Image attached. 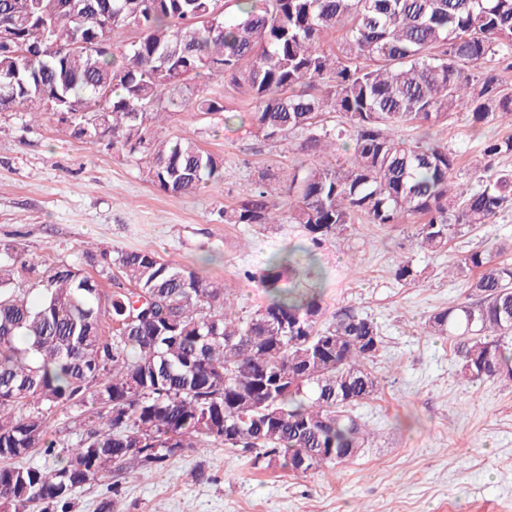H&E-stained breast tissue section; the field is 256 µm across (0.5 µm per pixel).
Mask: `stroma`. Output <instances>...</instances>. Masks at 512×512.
Masks as SVG:
<instances>
[{"instance_id": "obj_1", "label": "stroma", "mask_w": 512, "mask_h": 512, "mask_svg": "<svg viewBox=\"0 0 512 512\" xmlns=\"http://www.w3.org/2000/svg\"><path fill=\"white\" fill-rule=\"evenodd\" d=\"M181 95L186 105L170 114L165 132L224 159L222 181L190 196L156 190L128 151L75 139L22 111L0 112V244L23 251L28 282L48 264L83 265L89 241L111 253L148 249L223 282L246 314L267 300L258 276L270 259L313 251L323 321L349 308L379 326L373 371L381 388L353 409L373 439L353 459L305 477L255 467L238 448L187 450L164 467L131 469L119 496L85 485L69 512H512V382H466L457 338L425 332L432 313L475 299L468 280L449 278V257L501 244L502 261L512 263V207L463 229L439 255L416 247L411 224L359 217L317 246L299 224L224 223V206L261 180L287 182L302 156L294 144L255 137L253 103L225 95L222 78H197ZM200 96L233 110V118L197 114ZM509 134L512 126L500 123L473 132L459 113L427 131L456 152L465 181L474 179L470 163L485 142ZM403 256L421 273L407 286L393 276Z\"/></svg>"}]
</instances>
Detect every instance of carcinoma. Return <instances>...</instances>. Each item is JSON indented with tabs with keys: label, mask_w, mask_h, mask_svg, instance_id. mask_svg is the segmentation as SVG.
I'll return each instance as SVG.
<instances>
[{
	"label": "carcinoma",
	"mask_w": 512,
	"mask_h": 512,
	"mask_svg": "<svg viewBox=\"0 0 512 512\" xmlns=\"http://www.w3.org/2000/svg\"><path fill=\"white\" fill-rule=\"evenodd\" d=\"M71 0L54 17L29 0H0V23L16 41L0 44V112L23 107L50 116L71 136L139 154L151 184L191 195L221 179L224 159L159 131L183 106L171 92L190 78L220 75L255 102L254 134L301 136L316 157L289 174L288 221L319 244L354 224L420 218L418 247L439 253L462 228L489 224L512 204V171L486 184L456 182L457 155L403 128L465 113L472 126L507 119L512 94L496 66H512V0ZM94 31L106 48L84 46ZM137 33L125 40V32ZM342 32L337 50L321 48ZM195 111H224L201 96ZM338 117L328 127L327 116ZM350 153L339 160V145ZM512 154V136L485 143L484 157ZM226 224L264 227L283 220L278 192L261 182L224 206ZM0 259V512L66 509L88 483L116 495L129 465L162 467L185 448L222 444L254 463L306 476L347 461L370 433L351 407L380 387L370 362L381 347L377 323L354 310L320 321L319 288L281 286L309 273L295 253L259 276L267 303L241 316L224 284L148 250L84 256L129 287L110 292L70 264L48 266L36 283L14 246ZM500 252L472 251L448 276L478 272L476 303L433 313L432 336H459L469 383L512 381V265ZM415 282L410 259L393 269ZM112 335L103 334V320ZM87 409L76 443L55 454L45 411ZM35 450L57 455L48 469L23 466Z\"/></svg>",
	"instance_id": "carcinoma-1"
}]
</instances>
